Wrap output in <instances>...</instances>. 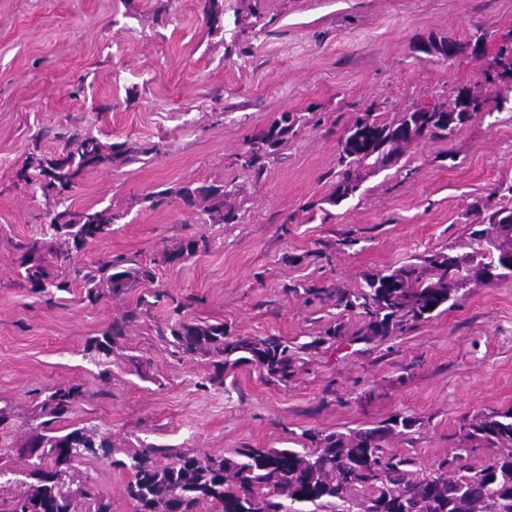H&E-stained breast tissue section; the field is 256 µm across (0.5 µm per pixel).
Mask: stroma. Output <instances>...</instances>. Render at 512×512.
Wrapping results in <instances>:
<instances>
[{
  "label": "stroma",
  "mask_w": 512,
  "mask_h": 512,
  "mask_svg": "<svg viewBox=\"0 0 512 512\" xmlns=\"http://www.w3.org/2000/svg\"><path fill=\"white\" fill-rule=\"evenodd\" d=\"M494 52L512 32V0H224L221 29L197 0H0V407L26 436L52 388L83 385L65 426L100 424L113 456L154 443L175 452L232 456L242 448H307L309 432L350 433L408 419L389 452L435 468L456 448L481 464L491 451L463 443L466 419L512 408V276L475 286L451 307L382 342L340 312L333 292L419 262L464 239L475 205L500 203L512 183V100L449 140L412 144L384 169L362 165L354 197L326 202L339 141L373 109L396 120L477 82L464 54L426 58L420 39L465 40L475 27ZM298 119L263 169L239 156L282 112ZM80 129L106 144H156L159 154L87 172L73 209H110L111 234L80 266L122 254L153 267L97 303L76 285L48 298L19 275V244L40 237L54 194L17 178L33 149L61 151L57 133ZM231 183L236 219L202 224L176 199L146 209L143 195L186 183ZM207 244L165 262L179 243ZM326 291L309 299L308 290ZM186 319L223 324L228 338L276 336L298 347L289 381L257 364L213 382V356L182 355L167 330L173 299ZM122 324L112 365L85 358L89 340ZM342 334L327 339L326 332ZM324 343L303 350L316 338ZM112 512H135L126 470L77 469Z\"/></svg>",
  "instance_id": "stroma-1"
}]
</instances>
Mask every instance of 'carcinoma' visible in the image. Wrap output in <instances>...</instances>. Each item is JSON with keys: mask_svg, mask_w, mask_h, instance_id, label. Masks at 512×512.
<instances>
[{"mask_svg": "<svg viewBox=\"0 0 512 512\" xmlns=\"http://www.w3.org/2000/svg\"><path fill=\"white\" fill-rule=\"evenodd\" d=\"M487 33L478 27L465 40L448 39V44L468 52L471 44L485 43ZM478 85L487 90L503 85L512 91V38L503 41L492 55L478 58ZM487 99L466 87L456 90L452 103H435L436 111L411 108L387 123L368 110L356 118L346 132L338 164L341 167L334 192L327 203L337 205L355 195L359 188L356 169L367 161L386 168L415 138L451 139L484 110ZM295 119L281 113L258 139V146L239 155L244 167L256 166L274 154ZM60 155L69 164L59 170L58 207L77 221L64 226L54 220L41 225L48 238L43 248L49 258L33 283L28 256L40 253L36 245L19 244L21 276L35 292L68 293L72 282H81L86 300L95 303L102 291L118 295L131 282L152 280L151 268L124 255H112L89 267L74 260L87 245L112 232L115 217L107 209L87 208L74 212L66 192L84 173L116 160L129 163L156 151L154 145L106 146L94 136L78 130L62 136ZM196 207L213 224H230L234 209L227 204L231 191L222 184L185 185L175 191L150 192L143 201L155 210L170 194ZM511 206L486 209L482 224H472L467 237L448 251L430 254L422 264L407 265L387 274L366 279V287L336 294V308L359 311L365 319L362 339L385 340L393 330L418 321L458 294L474 286L471 271L494 269L495 279L512 275L504 260L512 257ZM72 268L75 277L62 276L56 267ZM184 303L173 307L177 315L169 327L175 347L184 354L214 353L222 366L235 365L247 353L267 374L279 381L290 377L295 353L276 336L252 339L238 336L224 340V325L187 322L181 317ZM122 335L115 325L103 337L88 342L91 364L102 366L111 353L112 337ZM86 396L78 384L52 390L43 400V421L31 424L18 452L29 466L33 482L27 490L11 494L12 470L0 466V512H111L107 496L94 487L74 485L75 467L82 461L98 460L132 473L125 494L136 512H512V408L482 413L462 427L464 440L479 441L497 449L481 465L468 463L458 448L436 468L421 472L409 457L390 454L381 445L386 430L369 429L354 434L312 435V448H242L232 457L170 454L154 444H144L128 461L112 459V432L96 424H76L56 433L51 425L74 412ZM11 413L0 407V445L15 447L8 431ZM168 463L159 466L156 459ZM304 504L308 510L297 508Z\"/></svg>", "mask_w": 512, "mask_h": 512, "instance_id": "obj_1", "label": "carcinoma"}]
</instances>
